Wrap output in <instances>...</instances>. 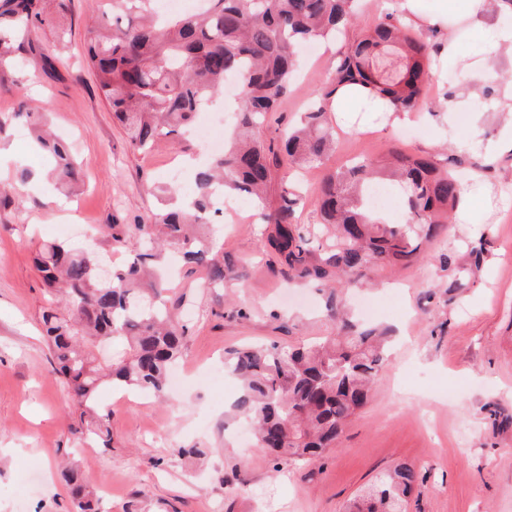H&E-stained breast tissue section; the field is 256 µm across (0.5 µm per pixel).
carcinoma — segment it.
Returning <instances> with one entry per match:
<instances>
[{
    "label": "carcinoma",
    "instance_id": "1",
    "mask_svg": "<svg viewBox=\"0 0 512 512\" xmlns=\"http://www.w3.org/2000/svg\"><path fill=\"white\" fill-rule=\"evenodd\" d=\"M112 23L93 31L88 63L96 88L130 145L151 148L162 139L188 134L201 109L224 90V79H240V131L224 153L195 177L187 200L168 186V206L134 224H108L113 244L134 253L130 265L103 278L95 252L61 243L43 245L34 257L46 294L42 325L57 373L67 385L86 438L110 447V414L95 396L105 383L163 397L168 375L182 357L186 326L173 323L155 267L168 248L185 264L205 270L220 286L233 265L216 247L221 229L215 189L249 197L272 265L290 278L332 289L326 309L336 335L297 348L273 344L243 347L225 361L240 380L233 415L250 420L257 445L273 457L297 463L341 443L351 418L369 400L372 382L387 362L393 331L365 327L345 311L337 289L357 286L375 268L408 267L424 242L447 230L463 194L462 161L446 164L393 148L381 159L364 157L326 173L314 187L316 224H302L301 193L284 182L291 169L321 166L336 151L324 106L315 103L300 126L270 136L261 131L290 91L299 47L344 32L357 16L356 0H205L198 12L167 15L158 0H106ZM54 0H0V55L10 51L16 29H50L65 46L69 30L56 16ZM437 42L402 30L387 12L341 52L323 97L337 86L359 84L398 110L416 111L425 99L427 68ZM39 146L55 160L52 178L67 192L82 180L66 142L43 134V121L20 108ZM388 179L404 187V217L391 224L366 198L371 183ZM451 287L465 288L466 267L444 257ZM121 341L124 351L100 360L94 343ZM73 512H103L100 498L77 466L62 473ZM416 470L400 464L377 476L349 512H404Z\"/></svg>",
    "mask_w": 512,
    "mask_h": 512
}]
</instances>
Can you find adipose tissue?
Here are the masks:
<instances>
[{
	"label": "adipose tissue",
	"instance_id": "obj_1",
	"mask_svg": "<svg viewBox=\"0 0 512 512\" xmlns=\"http://www.w3.org/2000/svg\"><path fill=\"white\" fill-rule=\"evenodd\" d=\"M400 10L406 21L420 28L447 26L456 16H463L467 27L475 32L495 30V45L502 48L512 64V26L495 27L494 15L487 0H438L434 10H425L422 0H400Z\"/></svg>",
	"mask_w": 512,
	"mask_h": 512
}]
</instances>
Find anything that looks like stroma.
<instances>
[{
  "mask_svg": "<svg viewBox=\"0 0 512 512\" xmlns=\"http://www.w3.org/2000/svg\"><path fill=\"white\" fill-rule=\"evenodd\" d=\"M68 47L50 33L23 32L10 64L0 65V512H72L60 465H77L96 484L108 512H345L375 476L407 463L418 473L407 512H512V154L468 170L465 194L480 208L475 223L451 217L443 243L423 260L390 271L374 269L346 301L354 316L395 331L389 363L368 404L349 422L343 441L309 463L273 461L256 443L224 429V414L240 385L224 360L244 346H299L335 332L325 296L310 282L272 272L263 244L243 212L224 214V252L242 277L210 287L203 272L178 271L169 302L187 316L179 368L211 371L170 401L102 386L98 407L111 416L112 446L78 434L62 378L40 332L41 284L33 257L42 244L92 241L114 265L132 255L100 230L132 224L158 204L152 187L172 170L190 179L181 146L133 150L99 95L84 56L95 27L106 24L99 0H65ZM459 55L492 65L501 90L512 67L495 52L493 33L469 36ZM338 54L322 49L303 58L280 106L293 122L333 74ZM470 71L451 68L426 86L423 121L391 125L382 112L330 115L336 167L398 146L412 153L462 161L483 159L502 126L490 110L473 129L442 120L444 95L470 87ZM41 112L65 135L80 161L86 190L59 207L60 188L44 179L50 162L37 152L18 109ZM477 260L469 287L451 285L445 256ZM204 448V464L179 456Z\"/></svg>",
  "mask_w": 512,
  "mask_h": 512,
  "instance_id": "35a3bbf8",
  "label": "stroma"
}]
</instances>
